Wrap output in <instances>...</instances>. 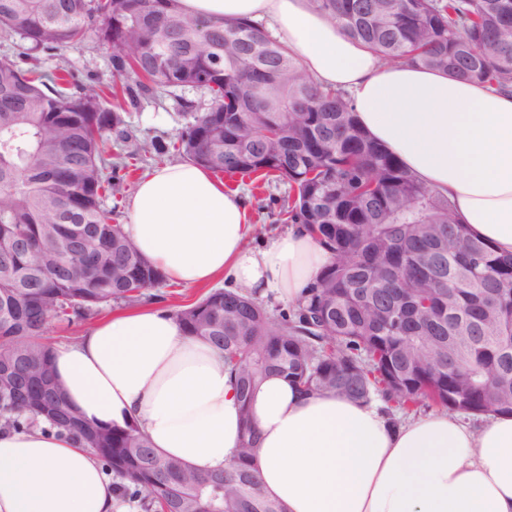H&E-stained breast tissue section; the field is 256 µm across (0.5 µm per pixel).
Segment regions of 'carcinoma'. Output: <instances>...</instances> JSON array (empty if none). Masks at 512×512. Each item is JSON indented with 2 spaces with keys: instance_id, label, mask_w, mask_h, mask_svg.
<instances>
[{
  "instance_id": "obj_1",
  "label": "carcinoma",
  "mask_w": 512,
  "mask_h": 512,
  "mask_svg": "<svg viewBox=\"0 0 512 512\" xmlns=\"http://www.w3.org/2000/svg\"><path fill=\"white\" fill-rule=\"evenodd\" d=\"M384 62L444 70L512 91V0H317ZM110 42L113 90L134 105L157 87H192L210 103L178 140L138 142L128 157L174 148L215 174L254 188L275 180L292 195L277 213L332 254L288 311L219 288L175 312L184 331L224 352L242 403L234 465L202 472L164 457L134 424L119 429L74 414L26 371L53 370L49 322L72 324L139 298L165 275L112 223L104 201L119 171L107 132L119 113L95 85L22 68L21 57ZM0 249L22 240L0 276V360L18 365L16 393L0 391V423L44 417L82 439L122 479L143 512H283L251 467L257 431L250 400L270 375L305 394L377 401L394 423L420 408L512 414V255L460 224L448 198L424 186L357 123L350 97L308 79L285 47L252 21L196 25L177 0H0ZM303 112L279 111L282 102ZM254 129L270 136L255 138ZM70 224L94 228L107 255L91 268L58 257Z\"/></svg>"
}]
</instances>
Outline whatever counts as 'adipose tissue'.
<instances>
[{"label": "adipose tissue", "mask_w": 512, "mask_h": 512, "mask_svg": "<svg viewBox=\"0 0 512 512\" xmlns=\"http://www.w3.org/2000/svg\"><path fill=\"white\" fill-rule=\"evenodd\" d=\"M191 16L265 21L315 83L347 92L359 124L461 224L512 254V95L412 64H385L315 0H178ZM125 232L184 286L229 279L254 297L299 300L330 254L298 226L261 247L244 196L191 161L147 172ZM55 377L87 421L137 424L153 448L201 470L233 464L241 404L222 354L147 306L101 319L53 350ZM263 495L285 512H512V416L434 411L391 424L378 403L301 395L266 379L252 400ZM0 512H131L98 458L42 423L0 428Z\"/></svg>", "instance_id": "1"}]
</instances>
